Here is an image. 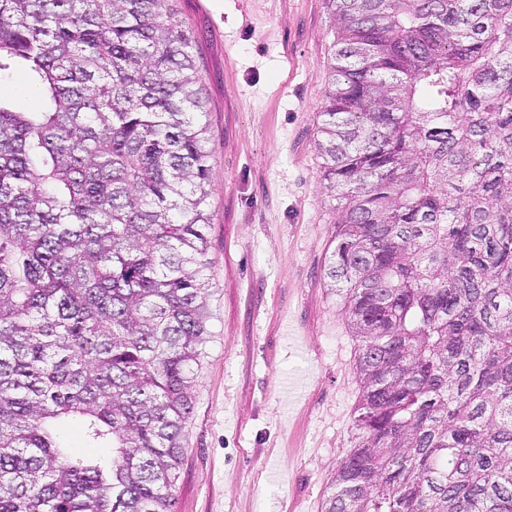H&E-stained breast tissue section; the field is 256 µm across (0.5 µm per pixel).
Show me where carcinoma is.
<instances>
[{"instance_id":"carcinoma-1","label":"carcinoma","mask_w":512,"mask_h":512,"mask_svg":"<svg viewBox=\"0 0 512 512\" xmlns=\"http://www.w3.org/2000/svg\"><path fill=\"white\" fill-rule=\"evenodd\" d=\"M328 277L359 337L322 512H512V0H325ZM0 512H173L206 341L207 101L173 0H0ZM112 449L73 458L61 426ZM31 92V81L23 69L14 70L0 81V98L19 112H29L37 108L39 100Z\"/></svg>"}]
</instances>
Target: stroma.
I'll list each match as a JSON object with an SVG mask.
<instances>
[{
    "instance_id": "obj_1",
    "label": "stroma",
    "mask_w": 512,
    "mask_h": 512,
    "mask_svg": "<svg viewBox=\"0 0 512 512\" xmlns=\"http://www.w3.org/2000/svg\"><path fill=\"white\" fill-rule=\"evenodd\" d=\"M177 12L207 100L213 288L175 512H321L360 396L316 148L337 33L324 0Z\"/></svg>"
}]
</instances>
